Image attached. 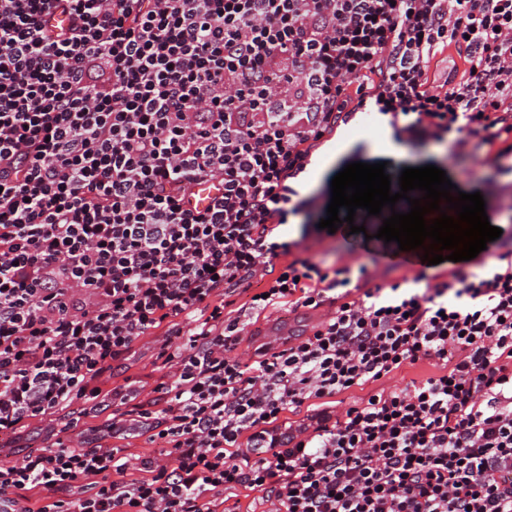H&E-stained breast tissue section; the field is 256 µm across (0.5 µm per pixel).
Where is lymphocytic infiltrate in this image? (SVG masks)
Wrapping results in <instances>:
<instances>
[{"label":"lymphocytic infiltrate","mask_w":512,"mask_h":512,"mask_svg":"<svg viewBox=\"0 0 512 512\" xmlns=\"http://www.w3.org/2000/svg\"><path fill=\"white\" fill-rule=\"evenodd\" d=\"M448 49L463 71L432 86ZM368 108L512 161V0H0V512H512V250L352 301L365 268L279 233L309 205L291 180ZM331 291L312 336L234 357L259 312ZM147 336L139 468L86 421L9 461L33 422L124 396ZM160 344L153 336L146 337L137 343L135 351L132 354L130 369L125 376H130L132 387L144 391L141 397L145 396L151 389L160 382L162 371L157 370V366L161 365V360H157Z\"/></svg>","instance_id":"f902f5d3"}]
</instances>
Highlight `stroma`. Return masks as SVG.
<instances>
[{
  "mask_svg": "<svg viewBox=\"0 0 512 512\" xmlns=\"http://www.w3.org/2000/svg\"><path fill=\"white\" fill-rule=\"evenodd\" d=\"M389 128L377 119L354 121L341 126L328 148L318 158L322 164L321 174H307L300 189L301 196L313 199L309 213L295 217L293 223L282 225L281 234L285 240L299 242L295 254L309 259L322 270L341 267L358 268L366 266L370 274V285L390 287L400 284L404 288L424 289L427 280L435 276H447L453 269L478 277L484 276L494 260L496 252L505 251L512 244V174L497 175L501 186L499 193L487 192L484 176L494 173L493 167L483 157L457 160L451 157L445 146L426 143L417 146L400 145L399 157L384 158L378 145ZM386 162L387 173H401L407 167L433 165L444 170L452 184L465 193L482 192L486 213L494 226L501 228L502 234L496 247L481 251L474 259L455 263L444 261L436 265L414 264L404 266L388 255L389 246L383 242H369V235L375 234L381 217L390 216L392 211L405 212L409 209L407 200L397 202L394 209H383L381 216L368 215L366 210H357L356 224L365 226V233H350L348 226H340L336 232L319 229L321 218L331 198V180L346 164L352 162ZM495 174V173H494ZM160 345L155 337H147L137 343L131 357L129 376L134 388L152 389L161 376L158 371L157 355Z\"/></svg>",
  "mask_w": 512,
  "mask_h": 512,
  "instance_id": "35a3bbf8",
  "label": "stroma"
}]
</instances>
